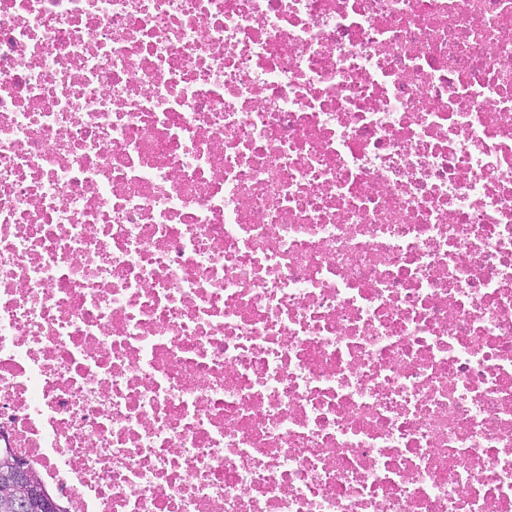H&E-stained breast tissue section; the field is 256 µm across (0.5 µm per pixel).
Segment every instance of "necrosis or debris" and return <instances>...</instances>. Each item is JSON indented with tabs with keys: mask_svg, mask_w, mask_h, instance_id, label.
Here are the masks:
<instances>
[{
	"mask_svg": "<svg viewBox=\"0 0 512 512\" xmlns=\"http://www.w3.org/2000/svg\"><path fill=\"white\" fill-rule=\"evenodd\" d=\"M0 448L64 512H512V0H0Z\"/></svg>",
	"mask_w": 512,
	"mask_h": 512,
	"instance_id": "4bbe7bcc",
	"label": "necrosis or debris"
}]
</instances>
